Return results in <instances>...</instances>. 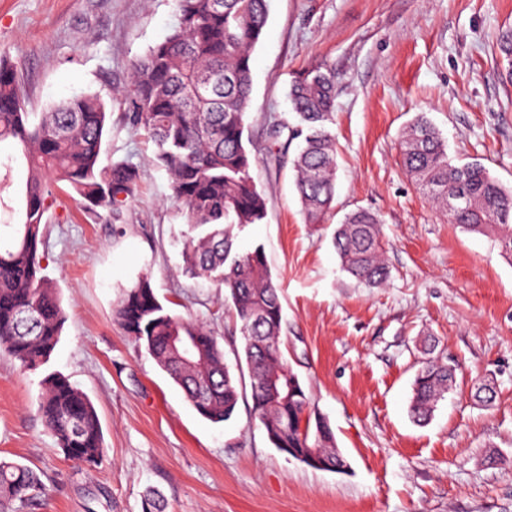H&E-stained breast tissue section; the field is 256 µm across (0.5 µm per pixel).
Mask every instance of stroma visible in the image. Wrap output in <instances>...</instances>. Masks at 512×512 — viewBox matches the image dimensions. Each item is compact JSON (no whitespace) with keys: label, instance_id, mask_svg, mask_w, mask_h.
I'll return each mask as SVG.
<instances>
[{"label":"stroma","instance_id":"obj_1","mask_svg":"<svg viewBox=\"0 0 512 512\" xmlns=\"http://www.w3.org/2000/svg\"><path fill=\"white\" fill-rule=\"evenodd\" d=\"M174 22V0H0V58L17 64L29 111L99 94L112 114L105 158H130L141 176L117 224L57 187L43 263L66 312L61 339L42 371L0 357V457L40 472L37 512H142L150 487L167 512H512V259L494 233L448 223L400 160L402 132L423 113L450 157L482 164L512 190L511 66L496 47L512 27V0H270L246 120L267 217L236 247L265 252L286 356L332 427L344 473L274 448L250 418V397L230 422L203 419L112 319L124 289L146 275L225 351L242 343L223 286L184 274L185 226L168 177L113 96ZM309 70L330 71L336 88V198L321 224L304 219L291 156L270 152L271 128L294 119L290 84ZM359 208L383 220L390 278L380 288L343 272L332 244ZM427 337L457 366L459 386L419 426L409 403ZM48 371L93 402L104 438L97 465L68 459L44 427ZM483 379L497 392L489 407L471 393Z\"/></svg>","mask_w":512,"mask_h":512}]
</instances>
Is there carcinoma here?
<instances>
[{"label": "carcinoma", "mask_w": 512, "mask_h": 512, "mask_svg": "<svg viewBox=\"0 0 512 512\" xmlns=\"http://www.w3.org/2000/svg\"><path fill=\"white\" fill-rule=\"evenodd\" d=\"M177 24L165 38L129 67L125 119L153 140L155 161L169 176L180 217L188 226L182 257L195 278L224 285L225 301L240 323L243 338L233 374L217 337L159 301L150 280L141 277L124 290L114 319L145 348L182 390L199 415L213 422L236 413L242 379H249L251 411L279 451L307 466L342 471L346 459L336 448L328 421L311 407L310 397L284 354L279 287L265 252H240L238 233L266 216V200L251 169L244 140L251 105L252 51L268 20V0H175ZM512 80V28L497 39ZM299 125L291 139L303 138L293 160L295 186L309 224H321L335 196L336 145L328 124L335 106L329 72L310 71L288 93ZM109 121L97 94L62 100L47 112H29L18 67L0 60V168L22 159L27 177L21 201L9 199L0 218V355L28 371L45 365L60 341L65 322L57 288L44 273L48 213L53 186L64 183L87 213L105 211L122 218L138 191V166L118 160L100 165ZM402 164L427 198L448 218L474 232L496 230L500 252L512 258V191L505 190L477 163L454 165L448 146L420 116L403 133ZM380 216L357 209L333 233L342 269L371 287L383 286ZM195 345V358L180 359L171 339ZM409 412L426 423L437 404L456 387V369L424 348ZM40 415L59 448L71 460L97 464L103 434L94 405L60 373L42 380ZM40 475L28 465L0 459V512L37 505ZM143 512H165V501L147 491Z\"/></svg>", "instance_id": "1"}]
</instances>
